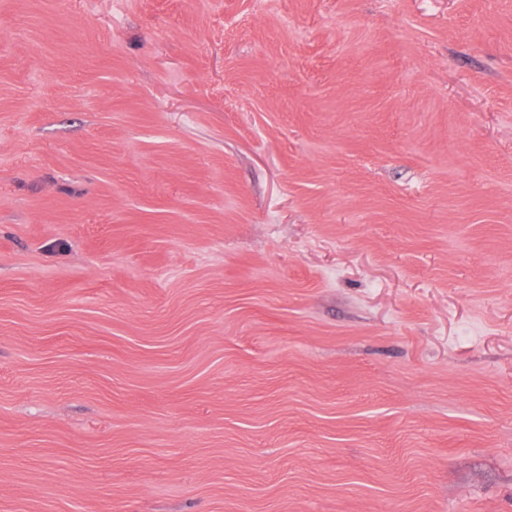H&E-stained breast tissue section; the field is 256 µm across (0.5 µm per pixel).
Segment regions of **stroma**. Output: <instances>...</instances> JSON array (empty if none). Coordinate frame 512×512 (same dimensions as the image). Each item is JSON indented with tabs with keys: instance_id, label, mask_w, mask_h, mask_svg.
Wrapping results in <instances>:
<instances>
[{
	"instance_id": "35a3bbf8",
	"label": "stroma",
	"mask_w": 512,
	"mask_h": 512,
	"mask_svg": "<svg viewBox=\"0 0 512 512\" xmlns=\"http://www.w3.org/2000/svg\"><path fill=\"white\" fill-rule=\"evenodd\" d=\"M0 512H512V0H0Z\"/></svg>"
}]
</instances>
